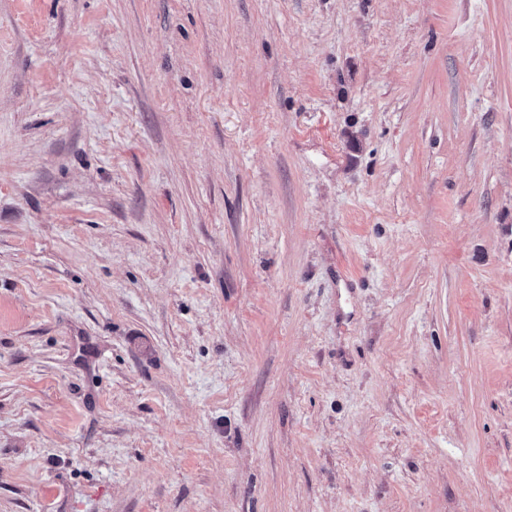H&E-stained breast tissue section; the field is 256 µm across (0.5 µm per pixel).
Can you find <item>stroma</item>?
Wrapping results in <instances>:
<instances>
[{
  "instance_id": "35a3bbf8",
  "label": "stroma",
  "mask_w": 512,
  "mask_h": 512,
  "mask_svg": "<svg viewBox=\"0 0 512 512\" xmlns=\"http://www.w3.org/2000/svg\"><path fill=\"white\" fill-rule=\"evenodd\" d=\"M0 512H512V0H0Z\"/></svg>"
}]
</instances>
